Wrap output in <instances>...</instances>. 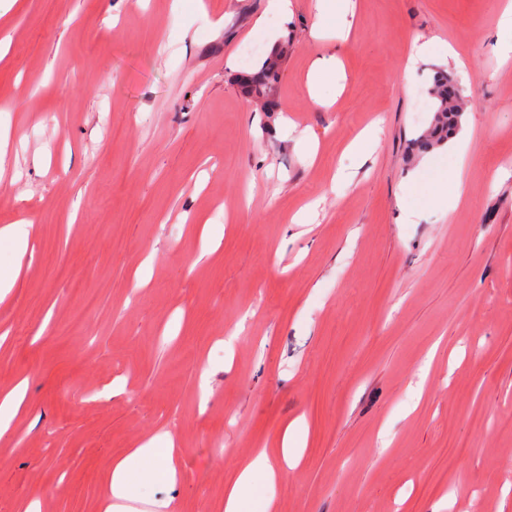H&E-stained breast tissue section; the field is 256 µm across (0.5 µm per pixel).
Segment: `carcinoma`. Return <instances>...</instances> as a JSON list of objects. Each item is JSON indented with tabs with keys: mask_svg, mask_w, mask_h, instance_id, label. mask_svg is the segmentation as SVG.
<instances>
[{
	"mask_svg": "<svg viewBox=\"0 0 512 512\" xmlns=\"http://www.w3.org/2000/svg\"><path fill=\"white\" fill-rule=\"evenodd\" d=\"M287 60V51L279 47L270 52L252 72L235 78L244 95L255 99L265 112L278 111L273 88L280 79ZM434 101V113L429 126L410 140L411 154L441 148L457 136L463 110L458 102L459 89L448 73L439 71L428 90Z\"/></svg>",
	"mask_w": 512,
	"mask_h": 512,
	"instance_id": "1",
	"label": "carcinoma"
}]
</instances>
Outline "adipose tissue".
Wrapping results in <instances>:
<instances>
[{
	"label": "adipose tissue",
	"instance_id": "obj_1",
	"mask_svg": "<svg viewBox=\"0 0 512 512\" xmlns=\"http://www.w3.org/2000/svg\"><path fill=\"white\" fill-rule=\"evenodd\" d=\"M411 190L433 192L459 203L465 189L463 169L422 168ZM181 450L174 434L159 427L141 437L127 452L114 458L105 479L102 512H139L144 487L161 483L167 493L149 500L152 512H174L173 493L183 479ZM280 473L266 453L255 454L224 490V512H273Z\"/></svg>",
	"mask_w": 512,
	"mask_h": 512
}]
</instances>
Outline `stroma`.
<instances>
[{"instance_id": "1", "label": "stroma", "mask_w": 512, "mask_h": 512, "mask_svg": "<svg viewBox=\"0 0 512 512\" xmlns=\"http://www.w3.org/2000/svg\"><path fill=\"white\" fill-rule=\"evenodd\" d=\"M507 2L291 0L272 23L282 109L264 112L234 78L270 48L265 0H0V226L35 228L0 304V388L28 382L0 512L36 491L42 512H100L112 460L160 426L182 448L178 512H219L261 450L275 512H512ZM332 54L327 110L306 80ZM438 69L465 102L451 210L401 192ZM374 121L376 150L347 154ZM116 378L126 393L102 397ZM496 48L498 56L507 61L512 57V10H505L498 27L496 37Z\"/></svg>"}]
</instances>
